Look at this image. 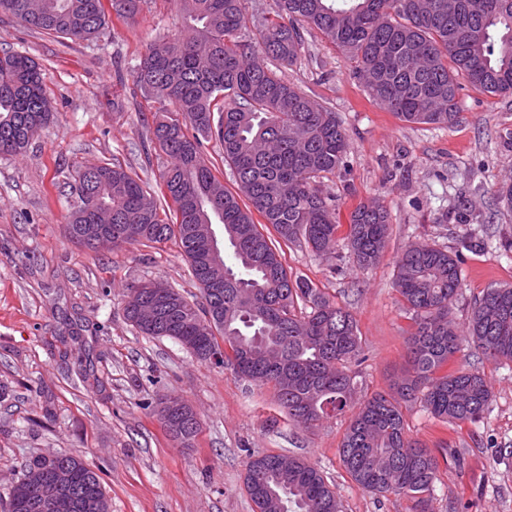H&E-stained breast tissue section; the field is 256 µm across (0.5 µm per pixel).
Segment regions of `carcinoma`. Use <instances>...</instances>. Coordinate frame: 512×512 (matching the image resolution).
<instances>
[{
    "label": "carcinoma",
    "instance_id": "obj_1",
    "mask_svg": "<svg viewBox=\"0 0 512 512\" xmlns=\"http://www.w3.org/2000/svg\"><path fill=\"white\" fill-rule=\"evenodd\" d=\"M145 0H0V10L22 24L72 41L97 37L109 17L125 21ZM184 32L149 44L134 70L136 86L159 104L150 126L154 151L166 156L160 172L165 206L148 182L119 164L85 166L68 215L71 240L84 226H109L112 247L171 239L188 261L201 300L172 289L170 325L152 329L126 319L139 333L180 342L201 336L224 366L243 380L269 387L288 419L316 428L349 408L356 394L351 370L362 354L352 314L304 278L292 279L264 229L317 254L334 250L341 225L317 179L344 165L348 139L336 113L320 106L268 66L301 55L305 27L317 29L356 61L369 96L401 120L452 127L460 118L458 77L490 94H512V0H276V18L251 39L248 0H173ZM53 118L41 73L27 54L0 48V155L24 154L35 131ZM213 140L235 173L231 192L204 159ZM224 232V286L212 294L201 273L210 256L196 225ZM389 234L388 213L377 201L351 215L345 240L355 263L379 260ZM457 257L435 244L412 243L398 257L394 286L415 322L408 337L410 375L395 393L362 400L339 448L341 463L359 488L402 494L415 512H430L440 469L432 450L406 437L402 403L421 401L434 416L475 422L490 392L474 368L448 370L468 338L487 359L512 362V287L488 288L475 300L464 327L452 317L461 288ZM76 477L75 494L109 509L102 478L81 458L63 454ZM244 486L253 512H342L323 473L285 454L249 458Z\"/></svg>",
    "mask_w": 512,
    "mask_h": 512
}]
</instances>
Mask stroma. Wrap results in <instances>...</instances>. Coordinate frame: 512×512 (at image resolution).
I'll list each match as a JSON object with an SVG mask.
<instances>
[{
	"label": "stroma",
	"mask_w": 512,
	"mask_h": 512,
	"mask_svg": "<svg viewBox=\"0 0 512 512\" xmlns=\"http://www.w3.org/2000/svg\"><path fill=\"white\" fill-rule=\"evenodd\" d=\"M182 30L170 0H146L134 18L76 42L0 12V48L40 65L54 112L25 155H0V512L25 459L47 451L102 468L111 512H253L245 464L270 453L321 469L343 512H415L405 496L375 495L351 481L338 455L351 412L313 430L298 427L270 388L198 362L173 340L142 336L126 321L127 287L142 278L197 294L178 244L92 251L68 237L82 165L118 162L158 180L164 160L150 150L148 131L158 105L137 91L132 72L152 40ZM303 36L300 59L281 72L335 112L349 140L345 166L318 187L344 225L357 207L379 200L390 234L380 261L366 268L341 242L327 256L284 242L282 261L291 277L309 279L353 314L365 355L355 368L357 394L369 396L409 372L414 322L393 286L409 244L432 243L459 257L457 323L483 290L512 285V258L476 250L472 238L480 229L512 241V213L494 201L512 176V95L486 93L463 77L457 125L406 123L369 97L320 31ZM473 364L491 391L479 421L446 422L418 402L403 408L409 438L448 451L433 512H512V363L479 362L473 345L463 344L455 365ZM165 395L197 414L201 430L190 446L173 439L152 409Z\"/></svg>",
	"instance_id": "1"
}]
</instances>
